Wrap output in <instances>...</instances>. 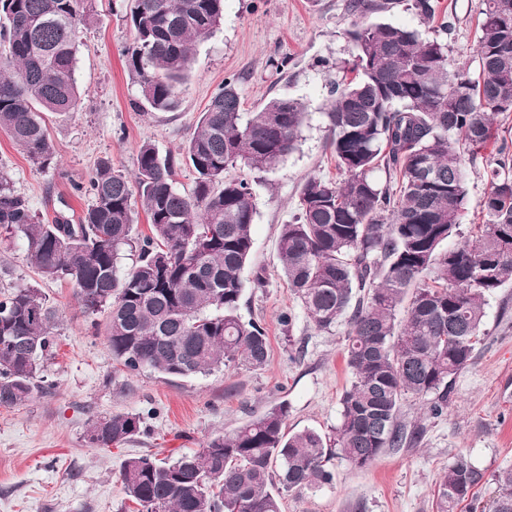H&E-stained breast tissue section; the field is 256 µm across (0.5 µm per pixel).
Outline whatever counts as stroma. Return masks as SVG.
Segmentation results:
<instances>
[{"mask_svg": "<svg viewBox=\"0 0 512 512\" xmlns=\"http://www.w3.org/2000/svg\"><path fill=\"white\" fill-rule=\"evenodd\" d=\"M347 2L225 0L221 30L195 48L180 109L142 112L123 56L133 40L124 0H85L75 74L81 105L69 117H47L59 165L37 170L0 132V170L37 215L79 214L88 200L74 194L72 182L86 181L104 158L132 174L145 141L163 154L177 151L225 76H240L238 89L248 112L278 95L303 100L308 117L296 149L255 186L253 248L243 272L240 313L266 329L271 352L261 370L232 365L189 379L153 372L126 376L112 359L104 315L86 316L69 282L40 278L26 258L23 239L0 236V287L37 286L61 314L57 352L41 361L39 370L51 392L25 406L0 407V512H127L119 480L125 457L148 449L164 456L199 449L208 437L233 431L280 403L288 406L290 431L328 433L336 427L340 397L351 381L343 360L345 329L324 332L308 321L282 277L278 235L281 224L293 218L299 185L312 175L336 173L322 107L350 58L345 31L353 18ZM439 8L453 22L451 57L472 58L480 0H439ZM284 58L289 65L283 69ZM497 150V141H490L468 168L461 234H469L478 221L487 190L484 167ZM259 271L265 276L261 288L253 283ZM288 312L294 316L290 332L280 324ZM483 332L471 365L453 383L445 414L434 417L419 402L403 403L402 423L424 428L420 443L385 449L363 470L335 460L333 483L288 493L281 512H435L436 478L460 454L485 472L478 506L487 512L497 492L494 475L512 467L511 284L491 300ZM119 412L143 416V434L118 448L89 447L92 421Z\"/></svg>", "mask_w": 512, "mask_h": 512, "instance_id": "1", "label": "stroma"}]
</instances>
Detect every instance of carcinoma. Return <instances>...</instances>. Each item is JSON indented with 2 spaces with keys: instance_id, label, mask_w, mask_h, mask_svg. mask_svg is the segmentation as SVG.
I'll return each instance as SVG.
<instances>
[{
  "instance_id": "carcinoma-1",
  "label": "carcinoma",
  "mask_w": 512,
  "mask_h": 512,
  "mask_svg": "<svg viewBox=\"0 0 512 512\" xmlns=\"http://www.w3.org/2000/svg\"><path fill=\"white\" fill-rule=\"evenodd\" d=\"M129 2L134 40L124 56L136 104L175 112L194 48L223 22L224 0ZM81 3L0 0V131L39 170L57 158L43 114L80 106ZM386 5L349 0L351 77L333 84L324 112L336 176L300 185L296 214L279 236L283 277L308 320L325 332L346 327L352 380L340 421L329 434L288 433L281 403L197 451L127 457L119 479L137 512H281L283 494L332 483L331 460L363 469L387 448L417 444L423 430L399 420L402 401L422 400L433 416L447 410L455 377L482 341L490 299L512 283V144L498 123L512 112V0H481L474 71L448 54L450 22L426 36L369 20ZM409 7L434 27L437 0H409ZM237 84L234 74L224 78L178 153L162 155L145 141L133 176L102 160L87 182L73 183L90 199L76 219L40 220L0 171V231L24 239L43 279L71 282L84 314H106L112 359L131 376L150 369L187 378L235 363L267 365L266 330L240 314L255 190L230 171L274 168L295 149L307 112L289 96L244 112ZM496 136L482 223L452 245L468 165ZM181 166L194 175L187 192L173 179ZM139 206L151 231L141 238L134 236ZM132 244L138 261L121 273L119 252ZM59 322L39 288L0 290V407L48 392L38 366L56 351ZM141 425L138 414L105 416L91 423L87 442L118 447ZM483 480L481 469L457 456L436 482V512L474 502ZM494 481L491 512H512V468Z\"/></svg>"
}]
</instances>
